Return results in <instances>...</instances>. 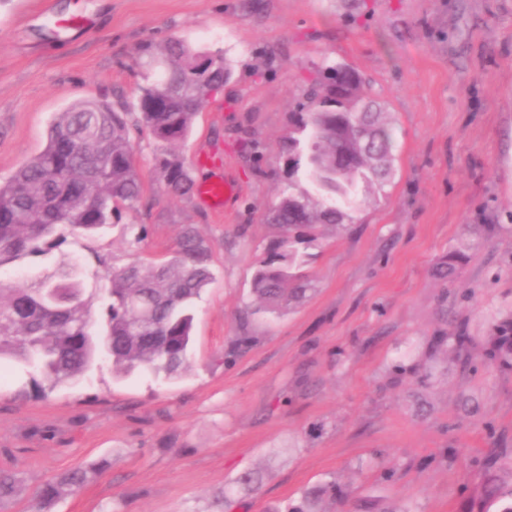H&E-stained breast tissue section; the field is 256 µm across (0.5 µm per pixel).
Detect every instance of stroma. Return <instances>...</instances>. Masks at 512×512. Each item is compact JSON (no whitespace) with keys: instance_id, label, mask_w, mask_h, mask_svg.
<instances>
[{"instance_id":"obj_1","label":"stroma","mask_w":512,"mask_h":512,"mask_svg":"<svg viewBox=\"0 0 512 512\" xmlns=\"http://www.w3.org/2000/svg\"><path fill=\"white\" fill-rule=\"evenodd\" d=\"M45 6L58 19L88 9L95 25L53 40ZM173 39L230 65L178 152L195 183L222 174L239 194L221 213L195 194L165 195L159 143L132 131L142 205L0 278L32 282L70 254L97 293L106 267L162 257L195 225L214 280L197 305L193 369L160 382L105 368L43 397L6 365L0 468L22 482L0 512H31L42 483L101 460L107 468L55 512H268L329 478L326 512H463L481 460L512 459V371L487 364L482 344L512 308V0H0V180L42 150L55 112L89 98L135 104ZM335 65L356 70L390 112L392 177L360 192L353 232L325 230L310 248L303 301L241 322L274 237L267 213L308 188L280 149L290 115ZM245 130L257 154L241 151ZM126 224L147 228L138 252ZM476 239L441 286L434 265ZM453 317L473 338V371L440 365L405 397L393 364L425 362ZM244 332L253 345L223 359ZM248 469L257 487L237 485Z\"/></svg>"}]
</instances>
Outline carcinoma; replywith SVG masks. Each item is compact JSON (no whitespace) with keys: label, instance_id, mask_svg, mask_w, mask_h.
<instances>
[{"label":"carcinoma","instance_id":"cac0c4a2","mask_svg":"<svg viewBox=\"0 0 512 512\" xmlns=\"http://www.w3.org/2000/svg\"><path fill=\"white\" fill-rule=\"evenodd\" d=\"M158 62L164 76L142 90L137 116L117 110L105 100H81L54 115L46 144L33 159L0 182V267L41 256L62 244L59 226L75 237L92 235L112 223L122 208L134 209L144 182L134 161L131 125L146 127L162 149L156 167L163 190L174 197L193 193L194 181L175 146L184 142L205 100L230 78L224 55L192 51L180 40L167 43ZM327 96L313 94L304 112L293 113L292 131L283 142L290 176L304 178L315 190L288 196L270 212L277 229L266 259L252 281L256 307L242 320L263 310L281 313L301 302L311 280L302 268L307 249L317 244L322 229L347 231L358 186L384 181L394 157L385 113L368 94L325 107ZM468 255L448 253L434 275L446 283ZM212 250L197 229L183 226L177 248L161 260L133 261L105 269L111 288L99 316L84 296L82 267L60 262L49 274L27 286L0 283V361L23 365L29 384L45 395L73 384L101 364L126 377L145 371L175 380L191 368L192 330L197 303L213 279ZM472 337L463 324L440 337L436 349L454 354L461 369L469 365ZM487 359L512 370V310L500 313L487 337ZM433 366H393L405 379L423 382ZM480 496L467 512H512V461L497 455L486 466ZM98 468H76L44 484L33 512H54L58 500L84 486ZM16 474L0 470V502L13 498ZM336 487L331 480L301 491L299 497L270 512H324L320 504Z\"/></svg>","mask_w":512,"mask_h":512}]
</instances>
